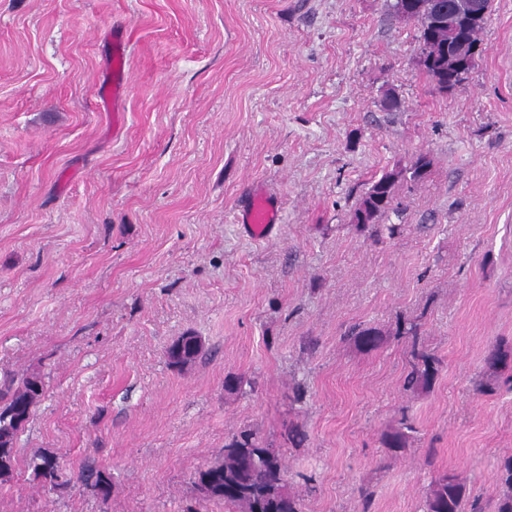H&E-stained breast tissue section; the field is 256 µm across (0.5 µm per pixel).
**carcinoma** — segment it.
<instances>
[{
  "instance_id": "1",
  "label": "carcinoma",
  "mask_w": 512,
  "mask_h": 512,
  "mask_svg": "<svg viewBox=\"0 0 512 512\" xmlns=\"http://www.w3.org/2000/svg\"><path fill=\"white\" fill-rule=\"evenodd\" d=\"M456 2L458 11L450 16L446 11L435 12L431 0H409V16L419 25L420 64L435 85L453 67L469 74L479 53V34L485 20L471 17L467 8L470 0ZM402 175L403 170L395 168L372 183L353 211L352 222L358 228L373 226L379 218L398 209L394 186ZM397 335L410 339L414 349L415 362L405 377V386L422 391L430 389L439 372V361L418 351L420 324L414 320L401 322ZM355 336L366 350L376 348L379 342V332L373 328H360ZM201 353L202 342L184 334L167 348V362L170 368L182 371ZM487 364L495 372L511 368L512 348L497 344L489 353ZM45 389L44 379L35 373L14 378L0 389V483L14 476L17 436L29 422ZM413 431L415 427L404 417L398 427L384 434L385 445L395 453L402 452ZM27 466L35 478L53 489L71 480L59 457L46 448L35 451ZM78 478L101 499L109 498L112 475L96 461H85ZM502 483L505 490L495 503V512H512V459L504 464ZM194 485L203 497L231 512H302L300 499L288 488L279 451L248 433L225 445L224 454L216 462L197 470ZM465 494V486L458 476L443 472L434 479L423 512H465Z\"/></svg>"
}]
</instances>
